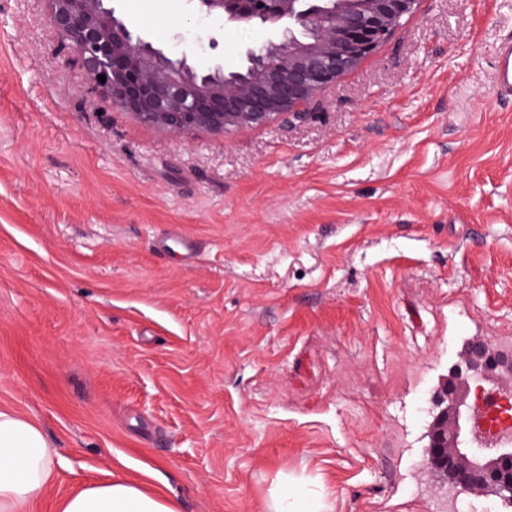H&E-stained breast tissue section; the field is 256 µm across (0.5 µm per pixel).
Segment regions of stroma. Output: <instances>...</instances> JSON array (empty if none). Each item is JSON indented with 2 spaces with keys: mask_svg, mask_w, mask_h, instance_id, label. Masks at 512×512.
I'll return each instance as SVG.
<instances>
[{
  "mask_svg": "<svg viewBox=\"0 0 512 512\" xmlns=\"http://www.w3.org/2000/svg\"><path fill=\"white\" fill-rule=\"evenodd\" d=\"M112 5L199 70L272 37ZM48 14L0 0V408L59 452L29 512L115 477L179 512H441L436 398L512 347V0H420L312 120L223 136L113 108ZM492 82L501 98L512 99V39L498 47Z\"/></svg>",
  "mask_w": 512,
  "mask_h": 512,
  "instance_id": "35a3bbf8",
  "label": "stroma"
}]
</instances>
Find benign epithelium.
I'll return each mask as SVG.
<instances>
[{"instance_id": "7a95c632", "label": "benign epithelium", "mask_w": 512, "mask_h": 512, "mask_svg": "<svg viewBox=\"0 0 512 512\" xmlns=\"http://www.w3.org/2000/svg\"><path fill=\"white\" fill-rule=\"evenodd\" d=\"M49 22L79 56L93 91L173 134L308 122L327 86L388 40L419 0H197L205 17L260 24L277 39L245 50L249 75L198 73L135 36L109 0H48ZM105 76L100 81L98 76ZM430 434L432 467L453 488L491 486L512 506V350L471 344Z\"/></svg>"}]
</instances>
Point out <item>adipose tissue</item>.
<instances>
[{"label": "adipose tissue", "mask_w": 512, "mask_h": 512, "mask_svg": "<svg viewBox=\"0 0 512 512\" xmlns=\"http://www.w3.org/2000/svg\"><path fill=\"white\" fill-rule=\"evenodd\" d=\"M57 455L38 423L1 408L0 512H28L29 504L53 482ZM60 512H178V506L175 500L114 479L68 498Z\"/></svg>", "instance_id": "1"}]
</instances>
